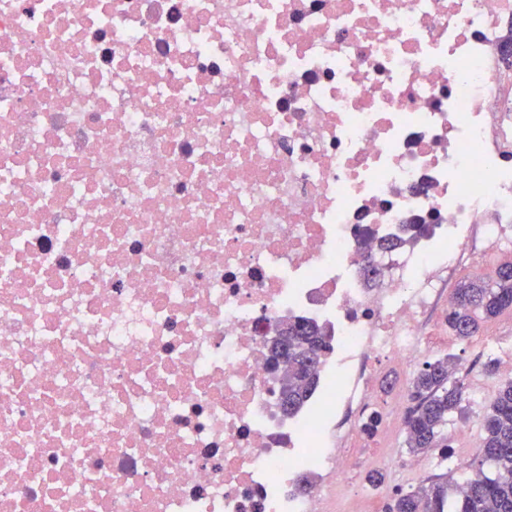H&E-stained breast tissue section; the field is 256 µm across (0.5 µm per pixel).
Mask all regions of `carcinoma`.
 I'll list each match as a JSON object with an SVG mask.
<instances>
[{
    "instance_id": "cac0c4a2",
    "label": "carcinoma",
    "mask_w": 512,
    "mask_h": 512,
    "mask_svg": "<svg viewBox=\"0 0 512 512\" xmlns=\"http://www.w3.org/2000/svg\"><path fill=\"white\" fill-rule=\"evenodd\" d=\"M512 309V262H503L487 281L462 282L455 288L448 312V330L461 340L476 335L482 322ZM288 332L300 355L313 354L314 365H288L280 385L283 412L299 410L319 382L318 365L328 349V337L312 321L288 322ZM406 423V447L413 454L448 447L443 435L448 418L463 401V386L450 380L448 357L427 361L414 377ZM478 477L458 491L462 475H448V484H432L399 492L388 512H512V379L502 383L491 412L482 425Z\"/></svg>"
}]
</instances>
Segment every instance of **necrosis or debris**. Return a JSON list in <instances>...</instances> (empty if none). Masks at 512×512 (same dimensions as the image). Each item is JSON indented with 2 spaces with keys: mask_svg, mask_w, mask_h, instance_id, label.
Masks as SVG:
<instances>
[{
  "mask_svg": "<svg viewBox=\"0 0 512 512\" xmlns=\"http://www.w3.org/2000/svg\"><path fill=\"white\" fill-rule=\"evenodd\" d=\"M506 253L512 0H0V512H370L453 274ZM293 318L330 348L288 416ZM478 351L427 467L512 379Z\"/></svg>",
  "mask_w": 512,
  "mask_h": 512,
  "instance_id": "4bbe7bcc",
  "label": "necrosis or debris"
}]
</instances>
